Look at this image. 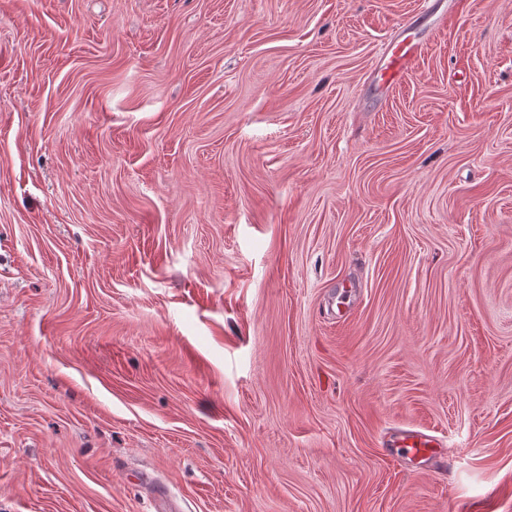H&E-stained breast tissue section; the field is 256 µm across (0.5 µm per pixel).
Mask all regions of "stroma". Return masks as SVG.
<instances>
[{"instance_id":"stroma-1","label":"stroma","mask_w":512,"mask_h":512,"mask_svg":"<svg viewBox=\"0 0 512 512\" xmlns=\"http://www.w3.org/2000/svg\"><path fill=\"white\" fill-rule=\"evenodd\" d=\"M166 498L512 512V0H0V512ZM421 49L419 43L410 40L409 36H405L402 40L399 37L396 41L389 43L375 68L382 85L390 87L398 84L411 70Z\"/></svg>"}]
</instances>
